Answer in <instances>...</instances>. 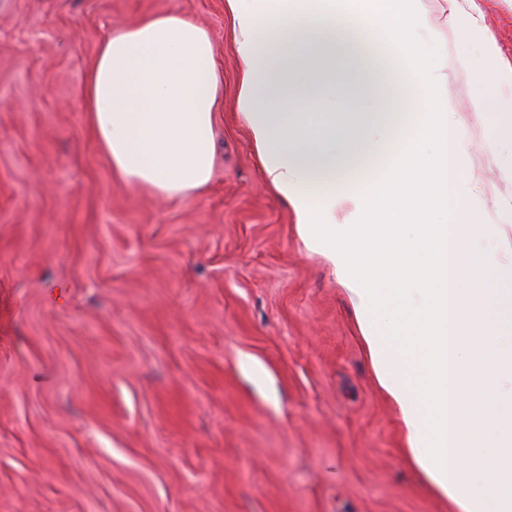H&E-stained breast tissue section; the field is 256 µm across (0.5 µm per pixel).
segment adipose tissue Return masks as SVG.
<instances>
[{"instance_id":"1","label":"adipose tissue","mask_w":512,"mask_h":512,"mask_svg":"<svg viewBox=\"0 0 512 512\" xmlns=\"http://www.w3.org/2000/svg\"><path fill=\"white\" fill-rule=\"evenodd\" d=\"M224 10L264 180L332 265L410 464L452 512H512V225L481 218L436 20L424 0ZM399 61L418 86L401 140ZM219 84L209 34L180 12L105 34L82 99L116 178L167 199L202 193ZM360 172L364 184L330 194Z\"/></svg>"}]
</instances>
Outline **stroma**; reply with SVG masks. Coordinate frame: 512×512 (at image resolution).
Wrapping results in <instances>:
<instances>
[{
    "mask_svg": "<svg viewBox=\"0 0 512 512\" xmlns=\"http://www.w3.org/2000/svg\"><path fill=\"white\" fill-rule=\"evenodd\" d=\"M475 2L480 33L442 31L448 96L504 224L512 0ZM171 10L224 81L211 182L180 199L115 178L81 97L108 30ZM239 80L224 0H0V512H448L330 265L262 180ZM498 122L495 130L496 144L507 146L511 149V160L505 167V172L512 177V90L508 96H503L498 103Z\"/></svg>",
    "mask_w": 512,
    "mask_h": 512,
    "instance_id": "obj_1",
    "label": "stroma"
}]
</instances>
